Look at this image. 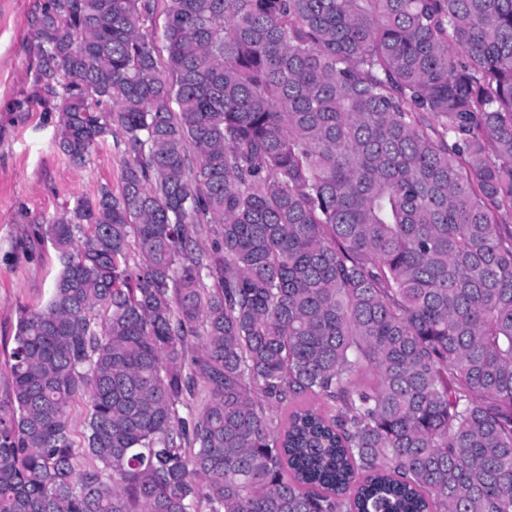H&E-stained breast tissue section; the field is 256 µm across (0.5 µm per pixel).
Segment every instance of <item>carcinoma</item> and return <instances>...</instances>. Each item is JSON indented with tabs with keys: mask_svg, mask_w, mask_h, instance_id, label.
Returning a JSON list of instances; mask_svg holds the SVG:
<instances>
[{
	"mask_svg": "<svg viewBox=\"0 0 512 512\" xmlns=\"http://www.w3.org/2000/svg\"><path fill=\"white\" fill-rule=\"evenodd\" d=\"M164 2V56L158 0L38 22L60 150L126 158L50 227L0 512H512V0Z\"/></svg>",
	"mask_w": 512,
	"mask_h": 512,
	"instance_id": "1",
	"label": "carcinoma"
}]
</instances>
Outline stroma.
<instances>
[{
    "label": "stroma",
    "instance_id": "35a3bbf8",
    "mask_svg": "<svg viewBox=\"0 0 512 512\" xmlns=\"http://www.w3.org/2000/svg\"><path fill=\"white\" fill-rule=\"evenodd\" d=\"M47 0H0V405L21 309L47 301L60 261L49 227L76 199L118 186L123 151L106 138L83 165L56 142L57 115L33 95L37 26Z\"/></svg>",
    "mask_w": 512,
    "mask_h": 512
}]
</instances>
